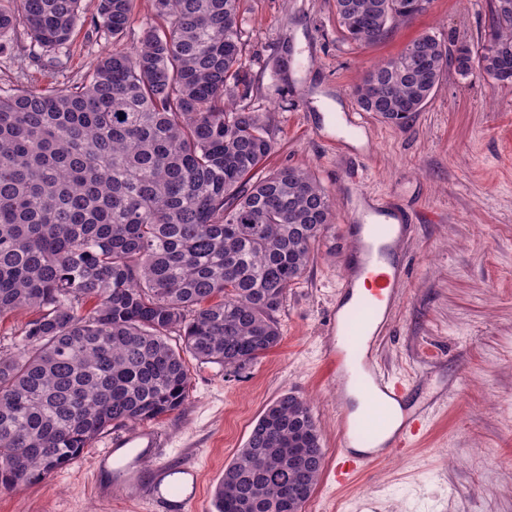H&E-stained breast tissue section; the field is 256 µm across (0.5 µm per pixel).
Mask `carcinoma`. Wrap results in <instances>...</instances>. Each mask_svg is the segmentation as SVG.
Masks as SVG:
<instances>
[{
    "label": "carcinoma",
    "mask_w": 512,
    "mask_h": 512,
    "mask_svg": "<svg viewBox=\"0 0 512 512\" xmlns=\"http://www.w3.org/2000/svg\"><path fill=\"white\" fill-rule=\"evenodd\" d=\"M415 0H335L342 35L386 38ZM242 0H151L163 24L120 41L133 0H97L112 40L61 90L0 89V491L69 466L114 427L157 420L189 396L184 355L233 372L280 344L276 313L333 218L309 170L255 171L274 149L247 98ZM81 0H0V55L18 41L54 60ZM489 44L455 51L423 33L375 64L359 107L404 125L453 64L512 84V0ZM324 467L310 406L269 404L214 491L216 512H302Z\"/></svg>",
    "instance_id": "1"
}]
</instances>
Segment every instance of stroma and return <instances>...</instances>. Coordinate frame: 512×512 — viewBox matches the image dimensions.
Returning a JSON list of instances; mask_svg holds the SVG:
<instances>
[{"label":"stroma","instance_id":"1","mask_svg":"<svg viewBox=\"0 0 512 512\" xmlns=\"http://www.w3.org/2000/svg\"><path fill=\"white\" fill-rule=\"evenodd\" d=\"M491 8V0H433L382 42L360 46L338 31L334 0H243L245 105L265 117L275 146L264 167H308L335 195L337 217L276 315L280 345L237 373L188 360L187 406L153 423L167 439L161 456L197 469L204 512H213L214 488L261 412L285 392L309 402L325 459L302 512H354L367 496L376 512H512V85L447 69L406 126L371 118L373 148L363 158L311 134L330 131L337 112L357 110L363 76L415 36L486 44ZM111 49L80 26L57 62L0 55V88L69 87ZM353 168L367 193L407 211L415 226L400 247L407 280L377 361L403 383L446 385L448 396L406 455L340 487L332 475L338 382L323 352L349 249L339 178ZM105 444L98 438L37 486L0 491V512H152L130 496L97 494L92 457Z\"/></svg>","mask_w":512,"mask_h":512}]
</instances>
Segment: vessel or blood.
Here are the masks:
<instances>
[{
  "label": "vessel or blood",
  "instance_id": "obj_1",
  "mask_svg": "<svg viewBox=\"0 0 512 512\" xmlns=\"http://www.w3.org/2000/svg\"><path fill=\"white\" fill-rule=\"evenodd\" d=\"M365 130L361 113L345 115L335 127L337 150L363 151L361 137ZM361 179L357 171L344 177L345 186L356 195L354 209L347 215L350 248L327 330L333 341L326 350V359L341 375L343 385H356L360 393L375 398L396 425L387 434L364 431L352 418L349 395L341 394L336 403L338 451L334 472L340 486L371 463L405 451L446 396L439 390L411 398L410 387L389 379L375 361V344L387 332L398 290L406 282L397 251L412 234L413 226L402 209L357 192ZM163 445L162 433L153 428L136 426L113 436L93 456L95 473L113 476L111 483L98 484L99 494L107 499L115 494L129 495L161 512H196L200 500L198 474L192 467L162 460L159 450ZM147 463L152 466V475L146 481L141 469Z\"/></svg>",
  "mask_w": 512,
  "mask_h": 512
}]
</instances>
